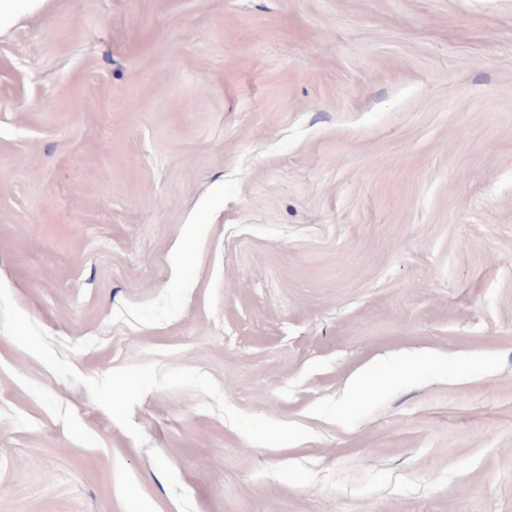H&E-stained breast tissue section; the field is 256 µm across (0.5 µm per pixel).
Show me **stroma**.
<instances>
[{
  "mask_svg": "<svg viewBox=\"0 0 512 512\" xmlns=\"http://www.w3.org/2000/svg\"><path fill=\"white\" fill-rule=\"evenodd\" d=\"M0 512H512V0L1 35Z\"/></svg>",
  "mask_w": 512,
  "mask_h": 512,
  "instance_id": "obj_1",
  "label": "stroma"
}]
</instances>
